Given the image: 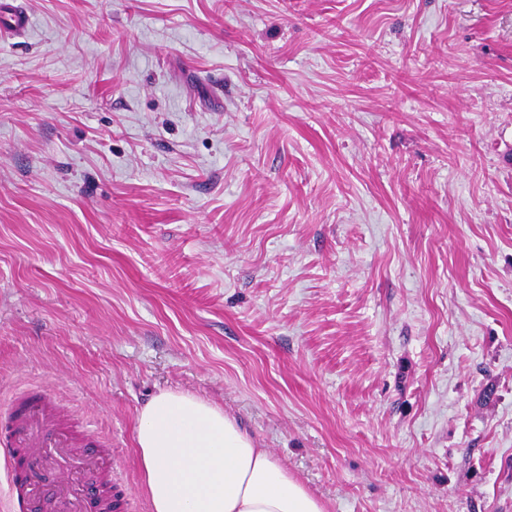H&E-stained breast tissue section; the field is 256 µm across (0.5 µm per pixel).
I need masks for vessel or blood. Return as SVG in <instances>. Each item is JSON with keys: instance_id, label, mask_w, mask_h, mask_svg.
<instances>
[{"instance_id": "1", "label": "vessel or blood", "mask_w": 512, "mask_h": 512, "mask_svg": "<svg viewBox=\"0 0 512 512\" xmlns=\"http://www.w3.org/2000/svg\"><path fill=\"white\" fill-rule=\"evenodd\" d=\"M0 25L24 34L29 16L11 0H0ZM10 424L0 429V478L8 496L39 497V472L55 465L53 492L67 512H125L124 491L112 480V451L96 433L65 415L51 394L28 388L9 400Z\"/></svg>"}]
</instances>
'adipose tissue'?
<instances>
[{"instance_id": "obj_1", "label": "adipose tissue", "mask_w": 512, "mask_h": 512, "mask_svg": "<svg viewBox=\"0 0 512 512\" xmlns=\"http://www.w3.org/2000/svg\"><path fill=\"white\" fill-rule=\"evenodd\" d=\"M135 442L151 512H327L234 417L193 395H154Z\"/></svg>"}]
</instances>
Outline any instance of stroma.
Returning a JSON list of instances; mask_svg holds the SVG:
<instances>
[{
    "instance_id": "1",
    "label": "stroma",
    "mask_w": 512,
    "mask_h": 512,
    "mask_svg": "<svg viewBox=\"0 0 512 512\" xmlns=\"http://www.w3.org/2000/svg\"><path fill=\"white\" fill-rule=\"evenodd\" d=\"M0 405L150 512L139 409L216 403L330 512H512V0H21Z\"/></svg>"
}]
</instances>
